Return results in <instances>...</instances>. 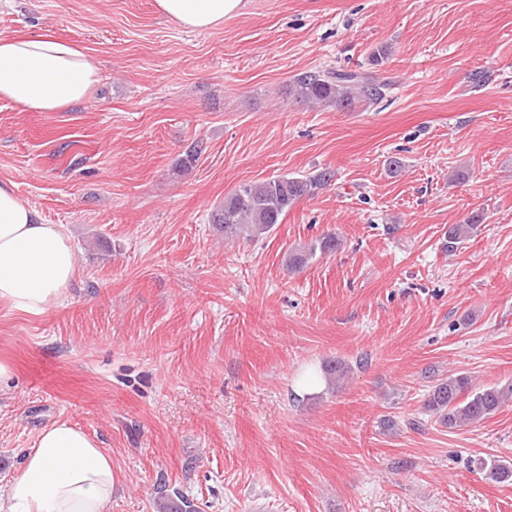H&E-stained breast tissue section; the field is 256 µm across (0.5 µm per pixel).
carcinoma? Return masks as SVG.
I'll use <instances>...</instances> for the list:
<instances>
[{"label": "carcinoma", "mask_w": 512, "mask_h": 512, "mask_svg": "<svg viewBox=\"0 0 512 512\" xmlns=\"http://www.w3.org/2000/svg\"><path fill=\"white\" fill-rule=\"evenodd\" d=\"M390 89L389 82L359 70H316L299 74L289 84V94L296 102L324 105L352 111L360 106L381 102ZM204 151L203 143L194 141L183 151L180 167L195 165ZM336 173L324 168L313 175H280L257 183H247L224 197V203L211 215V221L224 230V238L258 241L282 223L288 212L302 199L315 196L333 182ZM481 216L474 214L462 224L448 227L442 250L454 253L469 239ZM338 241L326 236L309 248H298L289 254L288 268L300 270L316 252L333 251ZM512 400V383L472 389V380L465 374L450 375L436 383L425 399V408L437 422L450 429L479 423ZM475 470L492 481H512V465L494 457L471 460ZM159 512H197L195 504L179 491L163 489L156 500Z\"/></svg>", "instance_id": "carcinoma-1"}]
</instances>
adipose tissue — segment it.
I'll return each mask as SVG.
<instances>
[{
	"label": "adipose tissue",
	"mask_w": 512,
	"mask_h": 512,
	"mask_svg": "<svg viewBox=\"0 0 512 512\" xmlns=\"http://www.w3.org/2000/svg\"><path fill=\"white\" fill-rule=\"evenodd\" d=\"M183 28L205 31L237 15L244 0H155ZM99 70L79 46L48 34L0 36V99L34 112L85 101ZM78 270L72 237L43 223L9 181H0V302L40 316L64 301ZM112 457L65 421L43 428L17 476L0 486L6 512H106Z\"/></svg>",
	"instance_id": "adipose-tissue-1"
}]
</instances>
